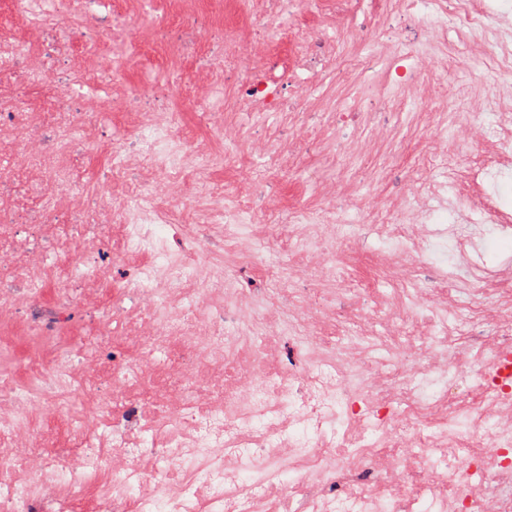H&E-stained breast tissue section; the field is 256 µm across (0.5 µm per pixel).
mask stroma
I'll list each match as a JSON object with an SVG mask.
<instances>
[{
    "label": "stroma",
    "mask_w": 512,
    "mask_h": 512,
    "mask_svg": "<svg viewBox=\"0 0 512 512\" xmlns=\"http://www.w3.org/2000/svg\"><path fill=\"white\" fill-rule=\"evenodd\" d=\"M94 11L98 24L76 23L63 5L49 7L43 28L33 30L21 25L11 10V0H0V28H12L35 46L37 58L47 60L55 52L52 37L68 34L71 54L59 64L62 91L73 93L78 101L94 103L96 97L106 100L113 79L126 85L149 81L152 92L148 102L120 98L107 102L93 114V133L97 141L113 138L131 139L136 135L130 113L151 109H168L173 96L167 85L170 71L191 72L194 81L187 89L196 93L207 88L216 77H223L224 92L234 97L240 74L223 75L218 64L224 45V4L222 0H97ZM420 11L405 12L398 0H348L337 5L325 0L318 20L321 27L336 34L346 57L357 55L356 33L370 35L379 30L401 33L411 47L420 45L425 31ZM295 17L273 20L257 18L249 40L240 49L242 67H249L257 50L272 43L277 32L292 28ZM448 51L447 76L459 98L468 100L485 93L482 80L469 71L465 39L451 31L443 37ZM121 57V70H113L114 57ZM98 76L93 89L80 88L72 77L79 71ZM323 93L349 99L354 111L372 119L371 124L339 123L335 113L325 111L319 102H311L297 112H285L277 118L258 124L239 126L240 152L236 161L225 163L214 174L217 183L233 182L240 169L256 167L263 145L270 140L292 147L298 155L296 168L282 170L270 178L258 180L250 189L256 214H263L269 197H278L283 205L292 200L310 202L308 183L327 178L323 158L326 153L349 150L365 139L376 140L352 172L355 182L373 188L381 200L397 196L411 179L427 173L458 171L468 166L470 149L458 146L445 157L430 158L426 152L432 128L427 121H417L412 132H404L406 110L411 99L388 106L381 99L377 81L350 72L337 65L323 78ZM384 244L376 224L368 222L361 235V246L346 262L348 274L357 281H372L379 276L378 255Z\"/></svg>",
    "instance_id": "stroma-1"
}]
</instances>
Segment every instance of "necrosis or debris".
<instances>
[{
    "mask_svg": "<svg viewBox=\"0 0 512 512\" xmlns=\"http://www.w3.org/2000/svg\"><path fill=\"white\" fill-rule=\"evenodd\" d=\"M224 0V66L238 63L252 12ZM269 17L295 13L285 42L287 75L250 72L228 104L224 85L188 93L180 105L144 112L133 142L96 145L112 176L134 165L149 173L111 204L112 183L88 178L74 162L87 145L89 111L58 91L55 66L30 63L23 42L0 35V321L56 336L95 318L81 344L56 346L0 377V512H67L66 500L101 479L99 512H255L239 489L242 459L260 463L261 495H305L303 474L321 475L322 512H411L417 486L427 512H512V403L502 370L512 351V276L489 271L474 250L488 233H512V213L484 191L512 167V47L499 34L495 0H403L422 5L435 35L462 31L470 62L501 94L467 103L448 91L443 46L409 48L373 34L360 69L384 66L382 94L415 90L430 114L431 153L470 143L468 173L413 180L381 226L393 243L381 278L405 284L392 309L355 308L326 331L321 298L300 284L362 293L341 272L360 238L362 216L378 198L350 186L343 209L295 207L287 223H257L251 177L215 188L212 175L236 157L224 114L253 118L282 111V89L301 78L308 55L322 70L341 59L334 36L317 29L296 0H260ZM196 113L205 140L184 134ZM122 225L120 250L112 227ZM451 247L446 269L422 280L414 268L435 247ZM264 271L269 286L245 295L238 265ZM111 365L106 390L81 381L86 361ZM54 427L78 431L79 455L42 448ZM292 448L300 474L279 482L276 451ZM372 490L355 493V479Z\"/></svg>",
    "mask_w": 512,
    "mask_h": 512,
    "instance_id": "4bbe7bcc",
    "label": "necrosis or debris"
}]
</instances>
